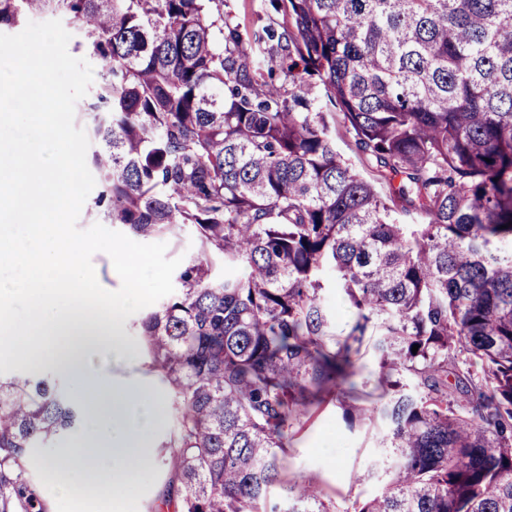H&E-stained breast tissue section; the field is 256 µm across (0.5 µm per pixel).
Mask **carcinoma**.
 <instances>
[{
	"label": "carcinoma",
	"instance_id": "carcinoma-1",
	"mask_svg": "<svg viewBox=\"0 0 512 512\" xmlns=\"http://www.w3.org/2000/svg\"><path fill=\"white\" fill-rule=\"evenodd\" d=\"M269 5L288 26L224 0H0V26L63 17L99 61L112 223L200 243L137 336L171 392L153 512H512V0ZM333 388L351 428L381 404L379 495L281 477ZM81 423L48 380L0 381V512H51L30 457ZM324 301L332 313L336 315L340 328L347 330L348 324L353 321V312L338 298L336 288H326Z\"/></svg>",
	"mask_w": 512,
	"mask_h": 512
}]
</instances>
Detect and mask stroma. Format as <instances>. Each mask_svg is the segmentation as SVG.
I'll return each instance as SVG.
<instances>
[{
	"label": "stroma",
	"mask_w": 512,
	"mask_h": 512,
	"mask_svg": "<svg viewBox=\"0 0 512 512\" xmlns=\"http://www.w3.org/2000/svg\"><path fill=\"white\" fill-rule=\"evenodd\" d=\"M101 364L110 380H136L161 394L169 392L166 383L151 370L150 359L144 353L131 358L108 355ZM171 425L172 411L167 408L153 442L152 463L140 474L133 494L124 499L120 512H151L156 491L168 477L163 443ZM382 434L379 427L348 428L336 401H326L289 444L282 458V474L295 482L314 478L325 493L336 499L373 495L381 490L384 480Z\"/></svg>",
	"instance_id": "1"
}]
</instances>
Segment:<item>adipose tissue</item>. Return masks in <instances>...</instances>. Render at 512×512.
I'll return each mask as SVG.
<instances>
[{
	"label": "adipose tissue",
	"instance_id": "1",
	"mask_svg": "<svg viewBox=\"0 0 512 512\" xmlns=\"http://www.w3.org/2000/svg\"><path fill=\"white\" fill-rule=\"evenodd\" d=\"M84 249L57 245L44 250L12 252L28 267V280H0V350L25 360H38L77 381L87 408L81 442L57 449L44 469L53 494L71 497L74 512H86L89 498L120 500L136 476L150 464V442L165 407L163 396L141 382L109 383L97 366L105 352L132 356L133 345L122 336L123 319L135 295L114 299L90 292L81 279L60 278L54 269L81 265ZM33 298L35 309L16 322L12 298ZM69 462L59 473L57 459Z\"/></svg>",
	"mask_w": 512,
	"mask_h": 512
}]
</instances>
